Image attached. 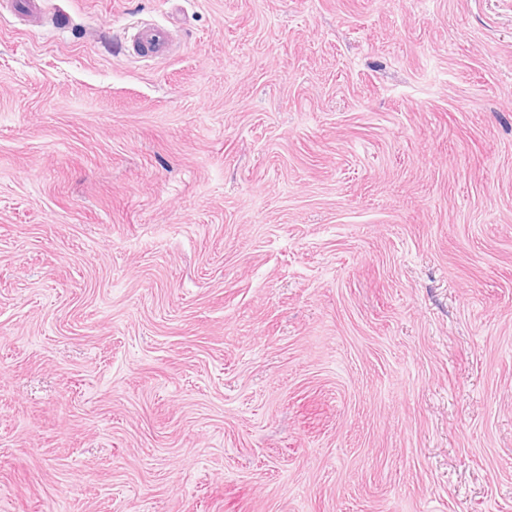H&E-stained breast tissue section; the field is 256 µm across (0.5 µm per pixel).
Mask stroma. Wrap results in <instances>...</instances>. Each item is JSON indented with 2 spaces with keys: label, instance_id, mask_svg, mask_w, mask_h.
Segmentation results:
<instances>
[{
  "label": "stroma",
  "instance_id": "obj_1",
  "mask_svg": "<svg viewBox=\"0 0 512 512\" xmlns=\"http://www.w3.org/2000/svg\"><path fill=\"white\" fill-rule=\"evenodd\" d=\"M59 7L0 8V512H512V0ZM131 38L138 55L161 57L169 52L172 44L169 30L158 24L139 26Z\"/></svg>",
  "mask_w": 512,
  "mask_h": 512
}]
</instances>
